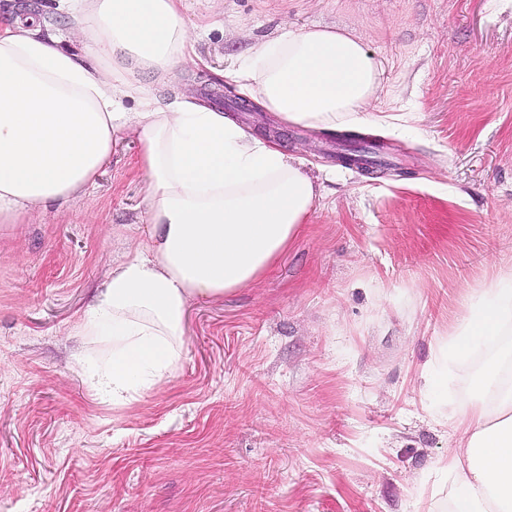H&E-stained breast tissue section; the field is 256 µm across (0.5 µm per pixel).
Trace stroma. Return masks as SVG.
Segmentation results:
<instances>
[{"label": "stroma", "instance_id": "1", "mask_svg": "<svg viewBox=\"0 0 512 512\" xmlns=\"http://www.w3.org/2000/svg\"><path fill=\"white\" fill-rule=\"evenodd\" d=\"M69 27L57 0L1 15ZM213 21L208 67L174 84L270 134L323 186L305 230L254 284L191 305L172 378L98 402L73 335L94 290L144 233L147 177L124 132L95 183L0 224V512H448L443 399L464 401L486 351L438 350L468 295L512 269V0H186ZM296 28L360 37L384 66L348 143L239 110L229 59ZM441 392L425 395L428 375Z\"/></svg>", "mask_w": 512, "mask_h": 512}]
</instances>
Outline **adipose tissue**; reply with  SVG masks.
<instances>
[{
  "mask_svg": "<svg viewBox=\"0 0 512 512\" xmlns=\"http://www.w3.org/2000/svg\"><path fill=\"white\" fill-rule=\"evenodd\" d=\"M57 5L69 33L0 19V224L68 202L109 159L113 136L138 132L146 232L73 327L110 350L104 366L74 358L96 398L126 405L172 374L188 305L256 282L299 237L319 189L275 141L145 84L204 61L198 44L211 26L188 27L185 0ZM226 75L279 121L330 129L373 122L383 82L363 41L329 25L282 29ZM477 348L489 352L482 373L467 401L448 407L451 512H512L511 270L470 296L448 352L464 359Z\"/></svg>",
  "mask_w": 512,
  "mask_h": 512,
  "instance_id": "adipose-tissue-1",
  "label": "adipose tissue"
}]
</instances>
